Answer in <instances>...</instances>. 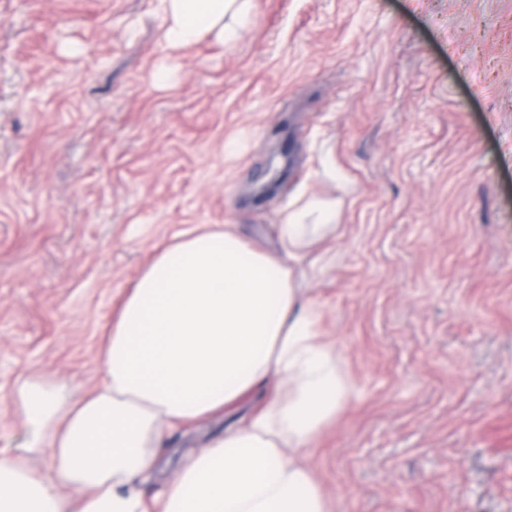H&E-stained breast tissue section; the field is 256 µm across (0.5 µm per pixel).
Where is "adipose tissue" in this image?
<instances>
[{
	"mask_svg": "<svg viewBox=\"0 0 512 512\" xmlns=\"http://www.w3.org/2000/svg\"><path fill=\"white\" fill-rule=\"evenodd\" d=\"M166 37L233 40L252 0H164ZM338 201L300 191L282 208V252L225 226L178 233L143 268L112 321L102 381L76 396L26 378L15 393L30 435L0 456V512H332L298 453L349 390L298 285L338 228ZM274 389L241 425L190 457L160 499L137 487L169 431ZM75 491V500L61 497Z\"/></svg>",
	"mask_w": 512,
	"mask_h": 512,
	"instance_id": "ef3b65f1",
	"label": "adipose tissue"
}]
</instances>
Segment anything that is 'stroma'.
<instances>
[{
  "instance_id": "35a3bbf8",
  "label": "stroma",
  "mask_w": 512,
  "mask_h": 512,
  "mask_svg": "<svg viewBox=\"0 0 512 512\" xmlns=\"http://www.w3.org/2000/svg\"><path fill=\"white\" fill-rule=\"evenodd\" d=\"M253 5L174 48L158 0H0V455L20 376L100 383L175 234L277 252L304 188L342 201L299 281L349 388L303 453L332 512H512V0ZM267 397L170 434L144 495Z\"/></svg>"
}]
</instances>
